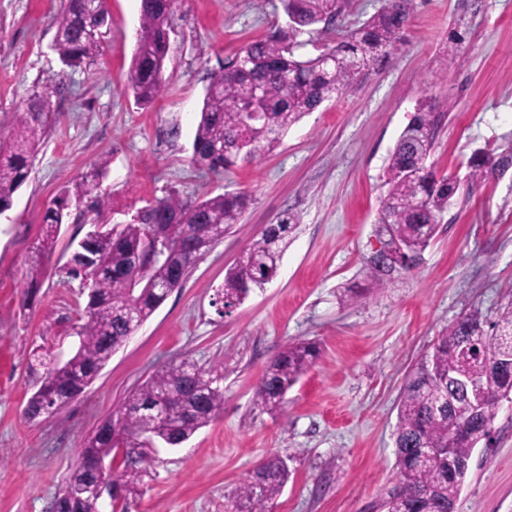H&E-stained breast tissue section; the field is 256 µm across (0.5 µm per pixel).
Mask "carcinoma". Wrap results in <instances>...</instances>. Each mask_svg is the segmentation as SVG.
<instances>
[{
  "label": "carcinoma",
  "mask_w": 512,
  "mask_h": 512,
  "mask_svg": "<svg viewBox=\"0 0 512 512\" xmlns=\"http://www.w3.org/2000/svg\"><path fill=\"white\" fill-rule=\"evenodd\" d=\"M348 0H282L287 21L270 35L246 43L224 72L212 77L203 99L192 143V161L200 168L222 173L270 153L288 129L305 114L351 88L377 60L403 47L401 30L407 19V0H390L344 40L325 46L315 57L297 50L302 36L316 26L330 33L342 20ZM173 0H141V33L127 79L137 105L146 108L165 87L166 60L173 29ZM53 49L60 62L76 69L99 55L110 29V14L86 11L84 0H67L55 20ZM328 56L335 64L325 67ZM58 86L36 90L17 115L16 127L0 134V212L10 209L13 195L25 183L41 142L58 112L50 111L61 94ZM258 112L257 120L250 113ZM437 119L430 109L414 113L399 135L385 171L386 187L379 218L389 245L420 254L436 234L448 206L461 187L455 175L438 176L427 165L434 148ZM512 168V144L500 150L479 149L469 163L466 182L474 184ZM104 168L59 190L43 217L39 259L30 269L29 288H38L43 260L50 259L62 224L79 204L101 217L105 201L94 194ZM250 204L245 192L223 193L191 203L170 194L138 209L130 222L112 233L93 238L71 252L66 275L80 277L95 266L87 287V303L76 326L79 345L64 362L48 360L38 390L27 402L35 416L48 406L69 404L88 388L103 367L164 302L145 287L186 278L194 257H203L217 242L219 228L241 222ZM158 226L165 247L154 256L143 250L150 225ZM297 226L295 215L284 212L253 240L225 278L216 301L226 308L239 305L253 288L277 273L288 239ZM410 270L404 264L381 269L368 262L377 283ZM317 348L295 341L267 365L257 383L253 404L274 412L285 405L288 391L316 357ZM479 380L486 394L479 405L462 380ZM218 378L205 377L184 360L162 367L124 401L128 414L121 421L107 418L87 440L81 462L55 497L51 512H103L101 501L75 492L95 478L94 466L105 458L117 463L119 494H140L149 475L146 460L160 445L179 446L224 411V392ZM164 393L179 399L167 405L168 426L152 414ZM512 393V305L484 329L478 312L461 316L408 374L398 403L395 433L399 480L382 501L384 512H455V504L477 445L489 440L501 401ZM285 459L270 454L239 486L226 512H270L288 481Z\"/></svg>",
  "instance_id": "cac0c4a2"
}]
</instances>
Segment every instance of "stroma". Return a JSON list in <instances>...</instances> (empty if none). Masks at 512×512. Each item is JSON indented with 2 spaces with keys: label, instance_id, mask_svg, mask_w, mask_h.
<instances>
[{
  "label": "stroma",
  "instance_id": "obj_1",
  "mask_svg": "<svg viewBox=\"0 0 512 512\" xmlns=\"http://www.w3.org/2000/svg\"><path fill=\"white\" fill-rule=\"evenodd\" d=\"M62 7L0 0V134L34 90L65 87L57 124L0 214V512H50L88 435L182 359L219 375L224 412L183 445L158 448L142 495L117 512H225L272 453L287 457L291 476L271 512H380L398 481L394 432L408 373L463 314L492 322L512 304V170L461 191L416 266L379 286L366 264L380 239L384 169L423 104L442 118L428 159L437 174L466 176L474 150L512 141V0H410L401 52L304 115L273 152L224 174L191 161L205 90L247 41L285 22L280 0H175L168 83L144 109L126 88L140 0H107L102 51L76 70L52 48ZM455 31L465 49L450 56ZM98 165L112 225L172 193L197 202L244 190L252 202L83 395L31 421L24 408L44 372L32 349L63 359L77 344L86 296L62 267L92 214L72 209L33 292L28 269L55 194ZM286 210L298 227L276 276L219 314L212 301L227 270ZM297 340L316 343L317 358L283 413L260 412L257 382ZM456 512H512V398L474 450Z\"/></svg>",
  "mask_w": 512,
  "mask_h": 512
}]
</instances>
